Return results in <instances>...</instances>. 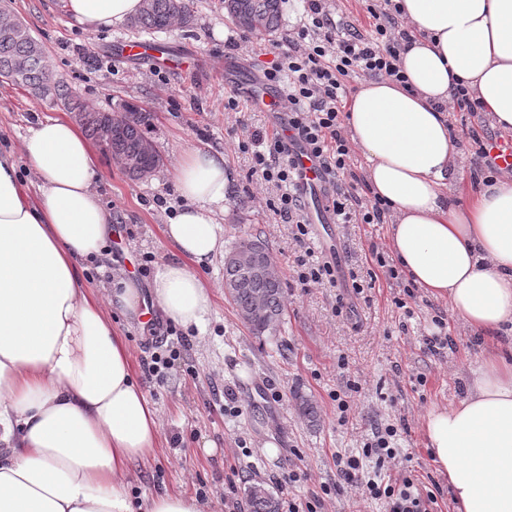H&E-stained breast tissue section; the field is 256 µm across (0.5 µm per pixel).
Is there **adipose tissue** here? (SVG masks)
<instances>
[{
    "instance_id": "adipose-tissue-1",
    "label": "adipose tissue",
    "mask_w": 512,
    "mask_h": 512,
    "mask_svg": "<svg viewBox=\"0 0 512 512\" xmlns=\"http://www.w3.org/2000/svg\"><path fill=\"white\" fill-rule=\"evenodd\" d=\"M89 30L124 24L142 0H65ZM410 30L408 79L365 81L344 126L373 196L390 206L389 248L417 288L447 301L481 343L459 402L422 429L458 512H512V174L469 186L444 106L473 90L494 127L512 130V0H394ZM33 184L0 151V512H204L164 491L135 500L128 476L153 455L160 418L113 315L152 306L204 330L203 272L224 252V155L185 150L173 172L182 200L162 228L178 260L148 288L114 267L112 215L96 190L94 148L66 119L32 125L22 143ZM109 272L87 287L86 264Z\"/></svg>"
}]
</instances>
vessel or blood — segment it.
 Listing matches in <instances>:
<instances>
[{
  "label": "vessel or blood",
  "mask_w": 512,
  "mask_h": 512,
  "mask_svg": "<svg viewBox=\"0 0 512 512\" xmlns=\"http://www.w3.org/2000/svg\"><path fill=\"white\" fill-rule=\"evenodd\" d=\"M228 81L237 95L245 98L252 108L271 116L281 136L285 154L296 166L299 196L308 223H333L323 165L296 139L294 132L289 131L288 119L281 107L280 90L259 76L241 78L232 75Z\"/></svg>",
  "instance_id": "b4317fda"
}]
</instances>
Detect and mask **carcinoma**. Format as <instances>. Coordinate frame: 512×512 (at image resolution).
<instances>
[{"label":"carcinoma","instance_id":"obj_1","mask_svg":"<svg viewBox=\"0 0 512 512\" xmlns=\"http://www.w3.org/2000/svg\"><path fill=\"white\" fill-rule=\"evenodd\" d=\"M222 3L227 15L247 32L269 35L278 29L279 0H222ZM191 18V0H143V8L133 19L132 27L160 31L175 21L188 25ZM0 77L42 97L50 95L68 105L74 104V93L56 76L50 75V64L41 44L25 26L12 33L0 29ZM78 116L95 138L104 125H111L112 159L141 157L140 167L127 170L130 178L143 179L161 165L158 153L142 154L148 138L143 131L145 115L141 110L131 108L123 119L116 120L108 112L80 106ZM233 282L241 283L234 289L231 301L243 323L257 337L272 333L283 314L279 277L250 279L235 264L226 262L224 284ZM246 494L251 512H277L276 497L263 484L248 486Z\"/></svg>","mask_w":512,"mask_h":512}]
</instances>
